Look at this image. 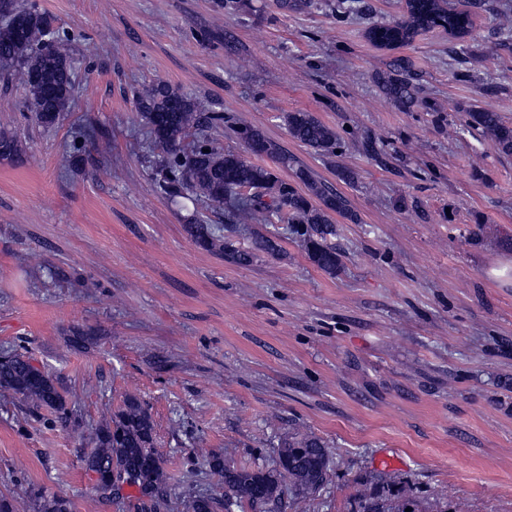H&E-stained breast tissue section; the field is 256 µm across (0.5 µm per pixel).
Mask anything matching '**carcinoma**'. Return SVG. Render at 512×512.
Returning <instances> with one entry per match:
<instances>
[{"instance_id": "carcinoma-1", "label": "carcinoma", "mask_w": 512, "mask_h": 512, "mask_svg": "<svg viewBox=\"0 0 512 512\" xmlns=\"http://www.w3.org/2000/svg\"><path fill=\"white\" fill-rule=\"evenodd\" d=\"M11 18L0 23V77L16 80L25 92L26 108L43 128L54 126L69 111L73 101L78 62L70 48L71 38L53 29L49 15L32 0L20 5L11 2ZM24 23L16 30L14 19ZM444 27L458 38L469 34L470 17L446 6L445 0H407L397 19L369 28L368 37L376 45L394 49L408 46L422 30ZM408 58L398 57L390 69L378 75L381 93L405 110L424 105L409 72ZM138 112L151 143L165 153L156 176L164 197L205 199L227 209L229 225L211 224L194 216L185 224L187 235L201 248L228 255L239 264L250 262L256 252L275 253L278 245L268 236L255 234L252 251L233 248L224 232H235L251 224H270L277 219L292 227L308 258L321 270L334 274L342 264V254L331 243L336 237L333 215L352 217L346 199L318 182L313 172L296 163L280 146L260 130L246 124L232 128L246 150L267 155L284 167L295 169L296 179L308 189L303 194L284 182L275 170L256 164L243 155L225 152L214 145L211 131L224 126V114L207 112L203 102L167 82L143 86L134 94ZM288 134L315 154L323 157L343 153L337 132L311 112H290L284 117ZM457 126L472 136L488 137L498 153L512 156V123L493 108L475 107L463 112ZM193 137L192 144L184 140ZM109 136L92 139L80 135L70 145V154L83 156L87 147L103 156L109 149ZM22 153L17 137L0 132V159L13 161ZM0 395L19 407L40 415L50 411L49 423L76 425L74 405L49 371L34 366L30 357L17 351L0 356ZM86 448V470L95 475L92 491L106 500H118L117 487L135 489L136 512H162L169 507V482L164 460L156 448L153 417L137 393L123 396L120 406L103 424H86L82 430ZM211 471L224 484L217 497L192 488L177 500L184 512H251L274 506L284 493L310 496L318 493L332 470L329 448L318 438L290 437L276 450L273 466L263 463L234 466L214 455ZM24 499L34 512H71L69 499L33 488L21 482L12 496L0 497V512H14V501ZM361 512H404L418 510L417 501L404 498L389 486H375L359 494Z\"/></svg>"}]
</instances>
